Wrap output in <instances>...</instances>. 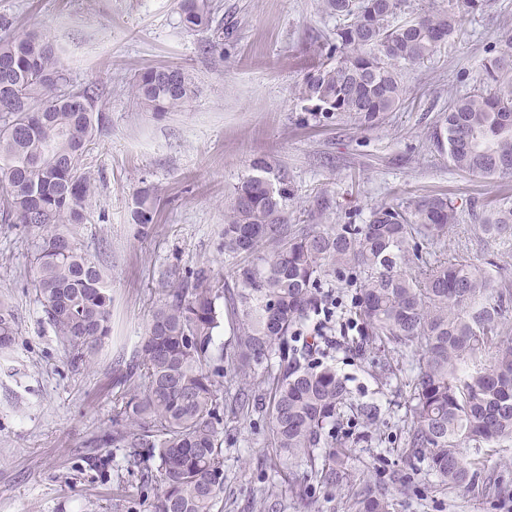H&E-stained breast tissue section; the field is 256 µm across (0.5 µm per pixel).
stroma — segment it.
Instances as JSON below:
<instances>
[{"label":"stroma","mask_w":512,"mask_h":512,"mask_svg":"<svg viewBox=\"0 0 512 512\" xmlns=\"http://www.w3.org/2000/svg\"><path fill=\"white\" fill-rule=\"evenodd\" d=\"M211 3L217 31L190 33L180 0H0L16 33L34 31L54 45L72 87L100 90L108 124L86 153L96 190L87 222L73 232L112 291L111 332L90 366H75L33 287L42 230L0 224V302L18 324L11 348L0 351V512H153L155 493L137 488L127 449L92 440L112 428L115 371L132 360L168 277L205 267L234 285L224 213L256 160L286 171L294 224H362L379 207L447 196L462 221L445 253L491 263L512 284V238L478 229L480 216L512 200V178L459 171L432 138L453 99L486 88L485 66L512 30V0H478L432 59L407 72L401 108L369 127L348 114L322 119L295 92L324 60L320 36L336 30L322 0ZM160 64L183 68L197 91L180 111L158 116L136 107L133 87ZM144 193L155 202L145 234L132 221ZM355 293L343 283L330 290L340 310L329 350L351 404L380 410L355 474L381 478L393 512H512V439L465 450L503 481L494 497L478 485L442 488L426 460L407 459L410 364L393 356L385 377L380 353L354 352L359 333L345 323ZM267 434L261 414L225 422L224 493L214 512H264L262 492L284 465Z\"/></svg>","instance_id":"stroma-1"}]
</instances>
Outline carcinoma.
Listing matches in <instances>:
<instances>
[{"instance_id":"carcinoma-1","label":"carcinoma","mask_w":512,"mask_h":512,"mask_svg":"<svg viewBox=\"0 0 512 512\" xmlns=\"http://www.w3.org/2000/svg\"><path fill=\"white\" fill-rule=\"evenodd\" d=\"M476 0L397 20L404 0H323L342 20L327 58L297 87L324 119L344 112L364 124L405 102L403 71L430 58L461 25ZM180 23L207 30L208 0H181ZM0 15V222L46 231L36 250L34 288L49 324L75 364L87 365L110 333L112 295L104 269L83 253L67 227L87 221L94 194L85 167L88 145L105 128L90 83L67 89V70L52 43L37 33L16 35ZM486 71L491 84L457 98L433 131L453 167L497 179L512 176V34ZM195 94L181 68L144 70L136 82L140 108L162 116ZM237 186L224 212V251L267 253L236 265L239 290L230 298L238 318L230 357L214 363V333L223 313L220 285L204 268L188 271L166 290L140 337L134 359L116 377L112 431L96 446L131 448L133 457L158 455L156 472L140 475L157 489L155 512H212L224 493V413L269 416V438L287 461L304 466L293 493L312 512L310 485L348 487V512H391L372 481L354 482L350 468L369 430L346 441L336 435L349 394L344 378L320 355L324 288L330 278L359 284L354 297L358 352L377 347L412 353L405 453L423 457L444 486L480 481L501 490L465 458L512 438V287L490 269L428 250L448 240L460 223L444 196L413 207L377 208L364 224L288 223V176L262 160ZM142 233L154 223L144 195L133 211ZM487 238L512 236V203L490 211L478 225ZM17 331L13 311L0 307V348ZM241 387L224 398V365ZM266 365L256 382L247 369Z\"/></svg>"}]
</instances>
